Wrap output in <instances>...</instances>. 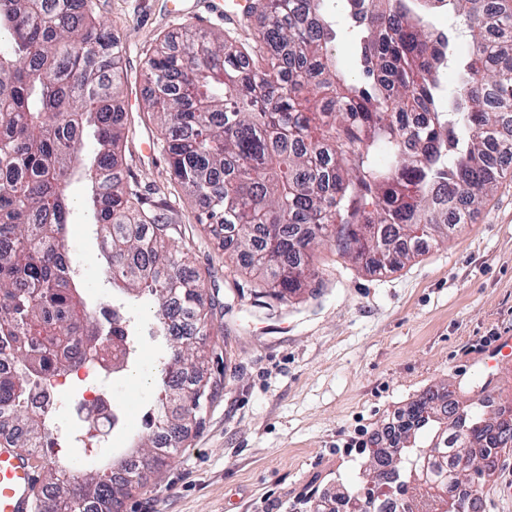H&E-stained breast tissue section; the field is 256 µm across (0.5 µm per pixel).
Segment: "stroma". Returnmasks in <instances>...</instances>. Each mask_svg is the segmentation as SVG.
I'll use <instances>...</instances> for the list:
<instances>
[{"label":"stroma","instance_id":"1","mask_svg":"<svg viewBox=\"0 0 512 512\" xmlns=\"http://www.w3.org/2000/svg\"><path fill=\"white\" fill-rule=\"evenodd\" d=\"M168 2L93 0V16L121 36V108L131 121L122 167L143 184L170 186L192 228V265L220 304L206 327L215 393L175 458L144 473L122 512H312L327 496L350 493L370 450L422 393L452 389L471 402L488 378L481 338L512 336V170L461 233L403 265L373 273L319 246L312 290L257 302L249 275L226 276L224 253L197 223L193 197L171 185L160 134L143 110L152 92L145 62L160 41L178 46L186 31L225 29L217 20L169 17ZM70 196L66 248L95 305L112 298L102 242L84 206L85 184L72 182ZM129 315L139 332L137 375L99 368L72 376L54 416L55 429L81 434L83 391L111 390L122 415L111 435L94 441L98 457L129 448L154 397L149 378L168 350V339L149 333L148 301ZM359 436L367 451L348 449ZM483 496L486 512H512V452L503 453Z\"/></svg>","mask_w":512,"mask_h":512}]
</instances>
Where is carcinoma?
I'll return each mask as SVG.
<instances>
[{
    "label": "carcinoma",
    "mask_w": 512,
    "mask_h": 512,
    "mask_svg": "<svg viewBox=\"0 0 512 512\" xmlns=\"http://www.w3.org/2000/svg\"><path fill=\"white\" fill-rule=\"evenodd\" d=\"M261 0L257 40L190 34L147 59L169 179L202 203L198 222L257 294L285 298L316 272L308 252L327 243L374 272L418 254L468 223L512 160V0ZM92 0H0V339L18 370L0 373V437L35 454L51 419L34 391L102 349L130 363V319H94L70 271L68 185L89 187L112 291L154 307L157 336L174 342L162 387L146 412L139 449L159 468L213 395L204 329L216 307L166 194L143 197L120 179L128 138L118 99L122 46L93 21ZM465 27L462 49L453 30ZM349 41V64L336 43ZM458 81L448 85L449 65ZM428 392L408 414L405 446L374 450L400 477V512H466L454 499L457 449L485 432L512 448V418L488 397L437 404ZM466 419L467 431H456ZM138 466L126 458L74 468L51 463L41 512H118ZM380 481L358 486V512H375Z\"/></svg>",
    "instance_id": "carcinoma-1"
}]
</instances>
